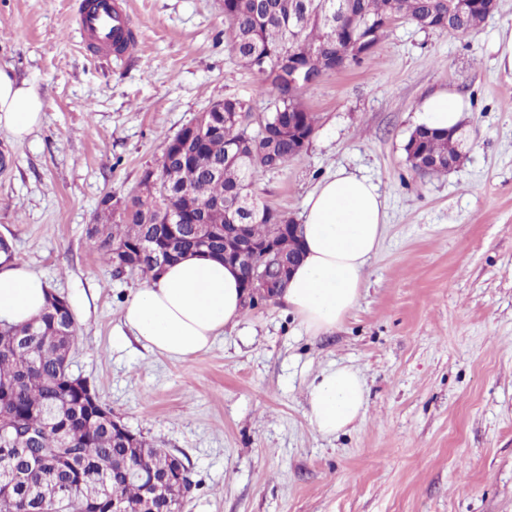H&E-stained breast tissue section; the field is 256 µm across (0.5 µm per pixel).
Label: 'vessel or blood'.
Returning a JSON list of instances; mask_svg holds the SVG:
<instances>
[{
	"label": "vessel or blood",
	"mask_w": 512,
	"mask_h": 512,
	"mask_svg": "<svg viewBox=\"0 0 512 512\" xmlns=\"http://www.w3.org/2000/svg\"><path fill=\"white\" fill-rule=\"evenodd\" d=\"M77 21L87 49L109 58L133 55L139 35L122 0H81Z\"/></svg>",
	"instance_id": "1"
}]
</instances>
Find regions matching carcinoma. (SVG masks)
Returning <instances> with one entry per match:
<instances>
[{
	"instance_id": "carcinoma-1",
	"label": "carcinoma",
	"mask_w": 512,
	"mask_h": 512,
	"mask_svg": "<svg viewBox=\"0 0 512 512\" xmlns=\"http://www.w3.org/2000/svg\"><path fill=\"white\" fill-rule=\"evenodd\" d=\"M448 15V0H224L225 35L236 59L256 73L261 88L278 90L268 112L251 127L241 102L225 100L224 113L214 116L218 133L172 151L180 134L165 142L156 163L146 167L161 177L158 185L125 203L122 212L110 211L87 231L93 251L110 266L114 250L135 255L130 272L148 277L158 273L157 258L173 246L184 257L203 254L224 260V225L231 223L229 209L201 210L204 202L222 200L235 207L236 223L248 225L249 234L264 239L275 232L273 220L288 224V215L258 201L253 188L258 178L284 167L296 157L294 142L277 124L287 115L315 131L316 116L288 86V69L282 65L288 51L318 62L327 50L340 52L368 33V24H380L384 36L398 19L430 29ZM488 15L474 9L450 20V33L467 35ZM418 139L421 162L428 173L448 172V133L416 127L409 139ZM177 211L182 223L169 238L153 223L157 206ZM203 220L211 225L208 241L199 236ZM301 250L300 237L280 235V259L254 260L253 269L277 280L288 259ZM77 328L70 306L48 300L33 321L14 325L0 321V415L31 431L26 447L0 454V512H59L67 500L68 512H83L92 502L99 512H112L117 498L125 512H141L144 479L162 474L169 461L156 450L137 454L112 430L104 403L94 408L69 391L72 373L64 366Z\"/></svg>"
}]
</instances>
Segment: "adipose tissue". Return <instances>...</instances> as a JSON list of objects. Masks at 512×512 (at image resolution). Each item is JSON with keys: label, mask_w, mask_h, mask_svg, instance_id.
<instances>
[{"label": "adipose tissue", "mask_w": 512, "mask_h": 512, "mask_svg": "<svg viewBox=\"0 0 512 512\" xmlns=\"http://www.w3.org/2000/svg\"><path fill=\"white\" fill-rule=\"evenodd\" d=\"M467 103L443 90L421 107L424 125L459 127ZM34 87L0 68V131L20 142L43 122ZM386 224V201L370 179L344 170L322 179L309 194L303 216L304 258L281 296L287 312L307 331L336 328L357 304L365 268ZM49 289L25 263L0 252V321L23 324L45 307ZM238 268L205 255L186 257L146 279L123 309L129 332L147 349L175 360L208 350L225 327L244 316ZM310 422L325 436L363 417L366 386L359 371L338 366L308 386Z\"/></svg>", "instance_id": "adipose-tissue-1"}]
</instances>
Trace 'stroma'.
<instances>
[{"label": "stroma", "mask_w": 512, "mask_h": 512, "mask_svg": "<svg viewBox=\"0 0 512 512\" xmlns=\"http://www.w3.org/2000/svg\"><path fill=\"white\" fill-rule=\"evenodd\" d=\"M77 3L0 0V67L45 112L23 143L0 132V236L68 302L73 373L189 466L182 512H512V0L467 36L395 21L371 56L303 89L311 141L255 193L297 220L337 169L378 185L386 231L343 323L315 336L270 303L178 361L126 330L142 278L116 274L87 230L211 104L258 116L270 96L225 39L224 0H126L139 51L108 62L85 52ZM444 88L470 103L464 157L422 174L404 145ZM339 365L363 376L366 412L325 436L306 390Z\"/></svg>", "instance_id": "35a3bbf8"}]
</instances>
